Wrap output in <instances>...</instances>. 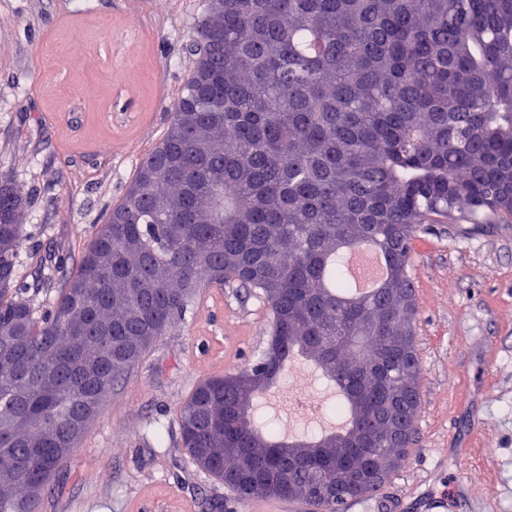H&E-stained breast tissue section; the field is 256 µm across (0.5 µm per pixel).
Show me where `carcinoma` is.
Here are the masks:
<instances>
[{
  "mask_svg": "<svg viewBox=\"0 0 512 512\" xmlns=\"http://www.w3.org/2000/svg\"><path fill=\"white\" fill-rule=\"evenodd\" d=\"M160 143L75 274L38 314L17 299L29 205L0 177V512H40L27 481L70 463L117 380L187 312L199 288L255 289L270 338L257 363L200 383L177 411L182 445L240 500L277 495L345 512L376 492L360 464L407 454L421 364L411 241L426 224L512 223V0H224ZM224 173L222 180L212 171ZM377 247L390 279L349 298L344 253ZM298 356L344 395L342 432L292 445L259 427L257 401ZM309 494V471L336 483ZM249 455L272 478L236 474Z\"/></svg>",
  "mask_w": 512,
  "mask_h": 512,
  "instance_id": "1",
  "label": "carcinoma"
}]
</instances>
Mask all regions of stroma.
<instances>
[{"instance_id": "stroma-1", "label": "stroma", "mask_w": 512, "mask_h": 512, "mask_svg": "<svg viewBox=\"0 0 512 512\" xmlns=\"http://www.w3.org/2000/svg\"><path fill=\"white\" fill-rule=\"evenodd\" d=\"M205 0H0V175L29 196L20 281L44 257L75 271L165 135ZM422 364L414 442L364 512H512V224H429L412 241ZM266 307L248 287L205 288L104 400L41 512H305L248 501L182 448L176 411L202 381L265 350ZM291 440L333 416L286 424Z\"/></svg>"}]
</instances>
